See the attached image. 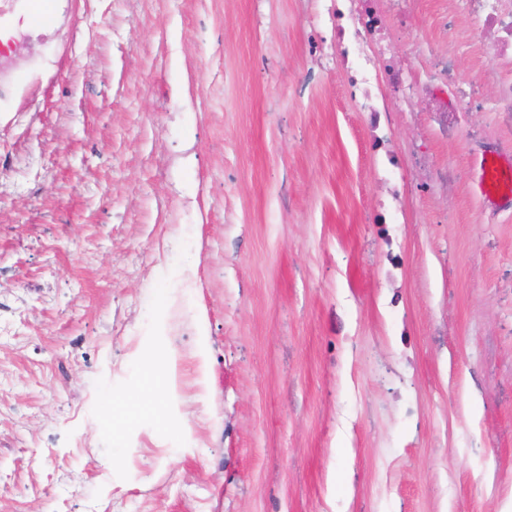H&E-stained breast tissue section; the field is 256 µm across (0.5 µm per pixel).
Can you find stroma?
I'll use <instances>...</instances> for the list:
<instances>
[{
	"mask_svg": "<svg viewBox=\"0 0 512 512\" xmlns=\"http://www.w3.org/2000/svg\"><path fill=\"white\" fill-rule=\"evenodd\" d=\"M70 2L0 96V512H512V122L417 91L512 78L459 0L387 19L396 168L310 0ZM426 94H431L433 112H437L441 117L444 126L448 129V115L461 110L478 111L484 106L483 100L479 96V92L472 86H465L458 91L457 98L454 103H448L447 99H441L435 94L432 85L426 84L421 88ZM478 189L495 208H512V159L494 152L477 160ZM144 365L141 371L140 394L133 403L123 398L112 400V417L133 420L141 415H152L160 421L166 417V401L174 389V366L160 367L154 363V353L143 350Z\"/></svg>",
	"mask_w": 512,
	"mask_h": 512,
	"instance_id": "stroma-1",
	"label": "stroma"
}]
</instances>
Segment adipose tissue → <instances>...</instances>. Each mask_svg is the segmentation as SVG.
I'll list each match as a JSON object with an SVG mask.
<instances>
[{"instance_id": "adipose-tissue-1", "label": "adipose tissue", "mask_w": 512, "mask_h": 512, "mask_svg": "<svg viewBox=\"0 0 512 512\" xmlns=\"http://www.w3.org/2000/svg\"><path fill=\"white\" fill-rule=\"evenodd\" d=\"M144 365L141 371L140 394L135 402L119 398L112 402V414L116 418L132 420L151 415L162 420L166 417L165 401L174 388L173 367H160L154 361L152 351L142 353Z\"/></svg>"}]
</instances>
